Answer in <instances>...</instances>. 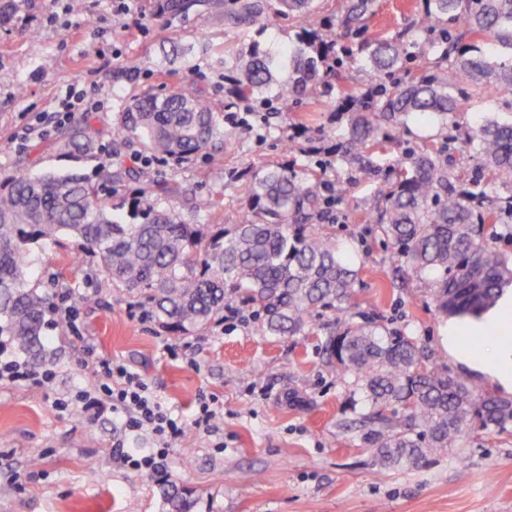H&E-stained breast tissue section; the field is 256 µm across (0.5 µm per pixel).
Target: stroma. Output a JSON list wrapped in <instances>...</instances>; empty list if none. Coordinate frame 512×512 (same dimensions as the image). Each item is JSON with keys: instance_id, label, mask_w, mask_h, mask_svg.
Listing matches in <instances>:
<instances>
[{"instance_id": "obj_1", "label": "stroma", "mask_w": 512, "mask_h": 512, "mask_svg": "<svg viewBox=\"0 0 512 512\" xmlns=\"http://www.w3.org/2000/svg\"><path fill=\"white\" fill-rule=\"evenodd\" d=\"M426 0H377L369 32L420 40L413 25ZM295 21L270 16L246 34L228 27L223 7L201 16L170 20L156 0H13L0 25V178L19 171L94 175L99 161L133 164L140 145L112 150V127L134 98L193 83L214 107L221 134L207 155L150 160L155 179H175L212 199L202 224L230 225L246 204L237 173L288 161L299 175L328 166L345 184L329 221L358 269L364 301L351 306L347 323L372 317L416 336L451 373L466 370L443 342L446 320L434 309L423 281H391L390 249L367 219L376 186L336 162L347 132L337 93L327 90L321 110L305 120L304 101H271L252 111L225 108L224 70L205 44L254 43L271 50L295 42ZM95 92L96 112L75 111L69 123L54 121L59 98L70 87ZM488 117H512V90L471 96L454 122L467 131ZM42 122L47 135L25 136ZM87 124L91 155L60 154L56 143L70 126ZM297 135L290 153L285 139ZM97 258L79 241L33 245L27 286L52 293L42 359L32 369L56 373L52 389L29 382H0V512H166L160 495L168 481L187 488L194 512H512V429L478 432L411 470H382L357 438L355 396L336 369L319 355L335 326L316 317L315 331L271 336L253 307L239 308L223 324L175 335L163 328L133 292L102 283ZM75 288L62 295L51 280ZM74 306L73 324L59 311ZM123 362L155 395L176 410L184 434L153 471L118 467L112 446L124 442L136 455L151 451L142 437L125 435L110 404L85 406L82 390L100 359ZM298 389L312 410L290 406ZM215 401L224 414L216 428L195 425L201 402Z\"/></svg>"}]
</instances>
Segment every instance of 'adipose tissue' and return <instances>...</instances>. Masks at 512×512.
<instances>
[{
    "label": "adipose tissue",
    "mask_w": 512,
    "mask_h": 512,
    "mask_svg": "<svg viewBox=\"0 0 512 512\" xmlns=\"http://www.w3.org/2000/svg\"><path fill=\"white\" fill-rule=\"evenodd\" d=\"M488 331L494 332L495 337L488 340L482 352H474L466 344V335L481 336ZM446 344L449 356L456 362L512 393V291L479 318L449 319Z\"/></svg>",
    "instance_id": "ef3b65f1"
}]
</instances>
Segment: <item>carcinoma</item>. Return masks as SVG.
I'll return each instance as SVG.
<instances>
[{"instance_id": "1", "label": "carcinoma", "mask_w": 512, "mask_h": 512, "mask_svg": "<svg viewBox=\"0 0 512 512\" xmlns=\"http://www.w3.org/2000/svg\"><path fill=\"white\" fill-rule=\"evenodd\" d=\"M214 0H163L169 17L201 11ZM227 14L235 28L262 26L269 15L296 20L294 49L277 53L252 44L214 49V63L228 75V97L249 109L273 96L305 99L319 111L322 87L336 84L348 135L337 160L380 184L371 218L375 231L400 262V273L430 279L435 310L477 316L493 307L512 284V121L486 119L460 141L479 159L471 174L448 164L450 145L432 141L409 148L382 167L389 126L409 118L438 119L443 127L464 111V87L494 95L512 90V62L491 64L481 46L493 39L512 48V0H428L414 26L439 32L438 56L424 69L409 67L411 44L368 35L375 0H347L336 26L357 42L336 47V34L314 27L310 0H233ZM461 23L472 43L451 28ZM341 54L360 63L374 91L366 94L343 69ZM220 134L215 112L183 85L163 95L134 99L112 128V150L133 141L153 156L188 158L206 152ZM63 154L94 149L83 126L59 142ZM320 167L305 177L272 163L248 170L246 208L235 224L206 232L196 217L213 202L167 180L122 163H104L95 177L45 171L18 172L0 180V336L38 357L52 312L51 298L26 288L29 245L62 237L81 241L99 258L104 283L142 295L169 330L205 327L232 302L259 304L272 336H295L317 310L342 317L357 299L358 270L336 234L322 223L329 201L319 186ZM130 221L114 216L112 199L133 183ZM322 361L351 383L367 412L361 441L384 468L411 469L460 444L476 431L512 427V398L482 390L428 361L415 337L374 319L326 336ZM169 512H193L191 493L175 482L161 489Z\"/></svg>"}]
</instances>
